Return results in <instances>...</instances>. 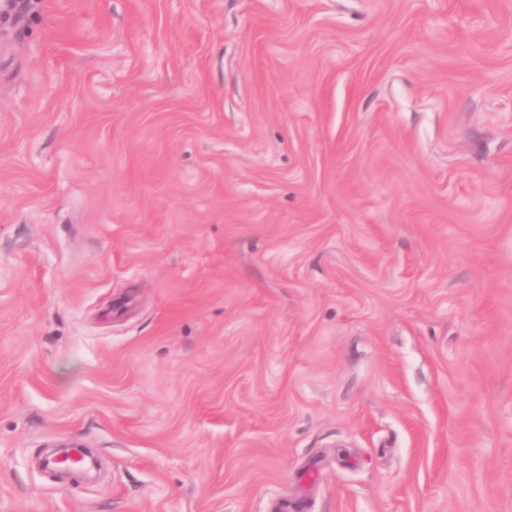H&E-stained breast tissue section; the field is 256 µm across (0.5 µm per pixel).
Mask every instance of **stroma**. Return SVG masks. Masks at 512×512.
Returning <instances> with one entry per match:
<instances>
[{
  "mask_svg": "<svg viewBox=\"0 0 512 512\" xmlns=\"http://www.w3.org/2000/svg\"><path fill=\"white\" fill-rule=\"evenodd\" d=\"M301 499L512 512V0H0V512Z\"/></svg>",
  "mask_w": 512,
  "mask_h": 512,
  "instance_id": "1",
  "label": "stroma"
}]
</instances>
